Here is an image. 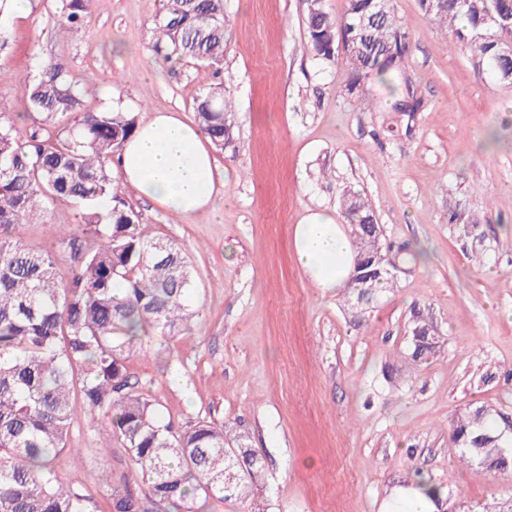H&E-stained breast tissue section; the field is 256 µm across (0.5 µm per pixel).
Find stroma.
<instances>
[{
  "mask_svg": "<svg viewBox=\"0 0 512 512\" xmlns=\"http://www.w3.org/2000/svg\"><path fill=\"white\" fill-rule=\"evenodd\" d=\"M165 0H94L85 33L60 34L62 0L9 13L0 53V119L23 123L25 77L63 64L83 107L116 103L146 119L177 112L215 78L230 93L231 131L212 156L223 183L218 214L185 217L128 189L144 239L177 243L193 268L195 322L165 351L147 346L130 373L164 419H206L246 434L266 456L264 482L210 512H410L422 473L472 507L512 496V477L463 465L456 412L487 405L512 417V85L475 65L418 0H392L411 38L401 78L347 94L345 61L309 45L307 0H224L220 69L154 49ZM416 112L395 111L407 91ZM370 199L382 244L414 260L380 301L354 309L343 289L316 288L299 267L295 224L339 214L348 189ZM73 204L44 205L17 233L53 249ZM441 341L410 357L416 314ZM60 484L101 500V477L130 465L99 452L103 418L71 402Z\"/></svg>",
  "mask_w": 512,
  "mask_h": 512,
  "instance_id": "stroma-1",
  "label": "stroma"
}]
</instances>
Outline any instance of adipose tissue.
I'll use <instances>...</instances> for the list:
<instances>
[{
  "label": "adipose tissue",
  "mask_w": 512,
  "mask_h": 512,
  "mask_svg": "<svg viewBox=\"0 0 512 512\" xmlns=\"http://www.w3.org/2000/svg\"><path fill=\"white\" fill-rule=\"evenodd\" d=\"M209 140L175 112H155L123 147V182L166 209L190 217L214 210L218 189ZM296 259L323 289L346 285L353 273L349 235L334 215L310 214L294 227Z\"/></svg>",
  "instance_id": "adipose-tissue-1"
}]
</instances>
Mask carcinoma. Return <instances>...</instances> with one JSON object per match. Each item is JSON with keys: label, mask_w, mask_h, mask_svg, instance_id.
Returning a JSON list of instances; mask_svg holds the SVG:
<instances>
[{"label": "carcinoma", "mask_w": 512, "mask_h": 512, "mask_svg": "<svg viewBox=\"0 0 512 512\" xmlns=\"http://www.w3.org/2000/svg\"><path fill=\"white\" fill-rule=\"evenodd\" d=\"M309 41L325 59L354 46L359 63L349 67V95L363 80L396 76L409 52V36L392 4L378 12L374 0H347L342 16L325 0H308ZM91 0H66L60 28L84 32ZM439 29L468 45L477 65L488 63L512 84V0H419ZM153 49L170 60L210 66L224 60V0H169L154 20ZM33 111L25 127L0 120V512H208L212 501L248 498L265 477L262 452L224 425L200 420L183 428L162 419L157 400L138 389L130 361L150 339L166 347L196 316L186 302L192 269L171 240L148 241L138 232L140 214L126 201L112 173L114 157L135 134L137 115L112 108L82 110L78 84L60 64L21 82ZM198 128L212 145L224 146L230 124L221 82L197 98ZM77 207V229L61 234L72 266L56 277L57 252L24 244L16 235L34 224L45 202ZM346 224H368L374 211L361 194L341 201ZM100 239L88 249L83 235ZM411 358L426 361L440 349L425 318L414 320ZM91 418L107 419L102 450L114 443L132 462L131 477L105 480V507L59 484L54 462L67 446L71 398ZM508 418L486 407L467 406L452 424L451 440L468 465L496 455L512 458ZM416 488L437 504L442 489L420 477Z\"/></svg>", "instance_id": "obj_1"}]
</instances>
